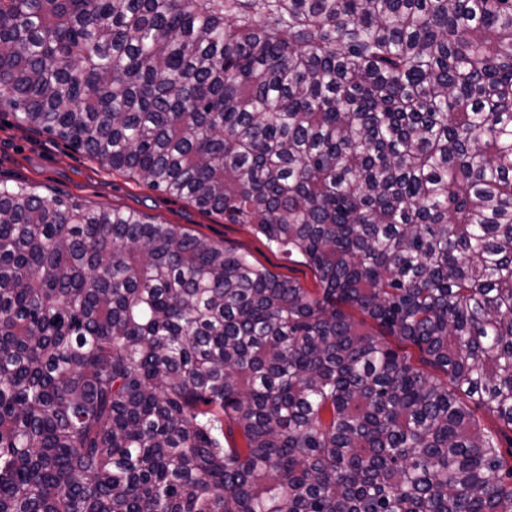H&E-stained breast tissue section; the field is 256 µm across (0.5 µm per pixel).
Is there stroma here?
I'll return each mask as SVG.
<instances>
[{
	"label": "stroma",
	"mask_w": 512,
	"mask_h": 512,
	"mask_svg": "<svg viewBox=\"0 0 512 512\" xmlns=\"http://www.w3.org/2000/svg\"><path fill=\"white\" fill-rule=\"evenodd\" d=\"M22 181L42 195L74 199L93 207L139 211L153 222L179 224L188 232L224 242L247 254L271 273L316 288L317 281L301 258L288 259L271 251L250 225L227 224L217 215L198 211L187 200L149 189L116 173L47 134L17 123L11 112H0V181Z\"/></svg>",
	"instance_id": "obj_1"
}]
</instances>
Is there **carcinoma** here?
Here are the masks:
<instances>
[{
    "instance_id": "carcinoma-1",
    "label": "carcinoma",
    "mask_w": 512,
    "mask_h": 512,
    "mask_svg": "<svg viewBox=\"0 0 512 512\" xmlns=\"http://www.w3.org/2000/svg\"><path fill=\"white\" fill-rule=\"evenodd\" d=\"M0 103L319 283L0 186V512H512V0H0Z\"/></svg>"
}]
</instances>
